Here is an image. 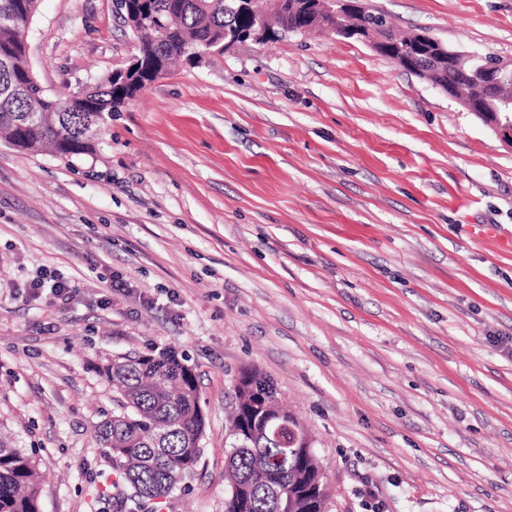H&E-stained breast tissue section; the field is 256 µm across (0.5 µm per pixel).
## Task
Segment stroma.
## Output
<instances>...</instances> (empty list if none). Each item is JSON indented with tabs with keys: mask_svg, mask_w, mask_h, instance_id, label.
I'll use <instances>...</instances> for the list:
<instances>
[{
	"mask_svg": "<svg viewBox=\"0 0 512 512\" xmlns=\"http://www.w3.org/2000/svg\"><path fill=\"white\" fill-rule=\"evenodd\" d=\"M398 29L512 59V0H369ZM51 95L128 65L113 0H41ZM512 147L446 92L328 31L180 63L64 160L0 142V427L43 512H117L102 367L186 357L194 474L142 512H224L241 370L308 432L328 512H512ZM63 279L68 299L33 293ZM127 283L113 290V279Z\"/></svg>",
	"mask_w": 512,
	"mask_h": 512,
	"instance_id": "obj_1",
	"label": "stroma"
}]
</instances>
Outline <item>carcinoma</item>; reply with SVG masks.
<instances>
[{
  "mask_svg": "<svg viewBox=\"0 0 512 512\" xmlns=\"http://www.w3.org/2000/svg\"><path fill=\"white\" fill-rule=\"evenodd\" d=\"M309 0H258L257 12L229 11L225 0H132L139 9L125 14L122 0L115 9L138 42L144 74L135 87L107 77L88 88L95 112L82 110L79 95L49 96L27 74V37L22 23L36 15L39 0H0V141L19 150L74 158L92 152L101 135L100 116L120 111L163 60L192 61L190 53L219 46L249 31L261 14L276 33L304 32L314 21L333 27L336 17L305 9ZM388 26L389 41L405 46L414 34ZM494 58L468 57L454 74L433 57L417 56L409 72L434 71L440 79L464 85L488 71ZM119 398L122 411L100 421L95 437L112 463L124 474L128 493L117 494L120 507L134 512L144 499L172 493L196 468L205 431V417L193 369L173 350L149 357H119L102 370ZM240 385L229 403V465L225 479L230 494L224 512H319L327 498V478L317 457L296 444L283 447L263 433L246 434V407L280 399L274 383L254 369L240 372ZM38 452L17 445L13 434L0 433V512H42V480Z\"/></svg>",
  "mask_w": 512,
  "mask_h": 512,
  "instance_id": "carcinoma-1",
  "label": "carcinoma"
}]
</instances>
